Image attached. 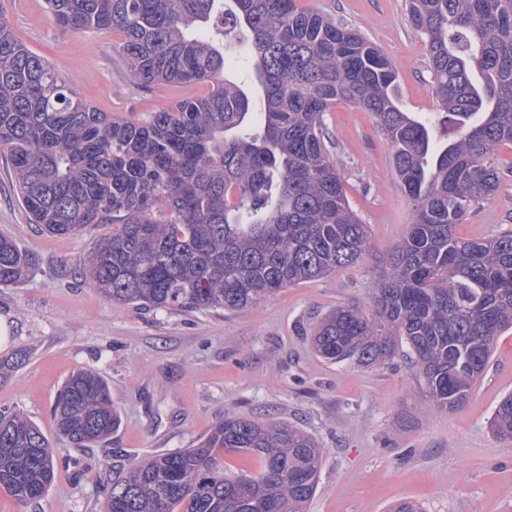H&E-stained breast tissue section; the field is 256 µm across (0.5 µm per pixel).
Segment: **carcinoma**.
<instances>
[{"instance_id": "cac0c4a2", "label": "carcinoma", "mask_w": 512, "mask_h": 512, "mask_svg": "<svg viewBox=\"0 0 512 512\" xmlns=\"http://www.w3.org/2000/svg\"><path fill=\"white\" fill-rule=\"evenodd\" d=\"M65 30H110L140 87L199 91L145 122L83 99L0 15V151L31 223L58 236L94 224L87 274L115 303L245 310L357 263L372 248L325 140L341 101L373 114L412 221L376 282L373 310L339 306L312 336L323 359L364 366L407 349L433 405L462 407L512 328V230L455 233L497 191L495 150L512 144V0H406L427 45L440 111L406 112L387 54L297 0H46ZM243 39L248 81L228 77ZM26 255L0 235V286ZM76 448L120 422L107 383L73 373L53 404ZM512 439V394L489 423ZM256 461L254 471L224 458ZM323 451L279 421L227 417L193 448L160 453L100 481L103 512H305ZM55 480L53 449L21 412L0 413V490L20 504Z\"/></svg>"}]
</instances>
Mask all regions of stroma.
I'll return each instance as SVG.
<instances>
[{
	"mask_svg": "<svg viewBox=\"0 0 512 512\" xmlns=\"http://www.w3.org/2000/svg\"><path fill=\"white\" fill-rule=\"evenodd\" d=\"M378 45L400 79V105L433 112L428 54L410 26L405 0H301ZM18 38L44 56L74 91L100 110L135 121L171 105L179 90L144 89L127 78L108 31L59 28L44 0H0ZM327 147L344 175L351 208L369 227L371 251L355 265L283 289L243 311L138 309L106 299L81 275L101 224L74 237L30 224L8 163L0 156V233L31 263L28 278L0 288L9 340L0 360V410H18L52 444L56 480L22 505L0 492V512H102V464L111 449L127 461L190 447L227 416L272 417L313 435L324 450L317 492L306 512H390L403 500L424 512H512V440L489 429L512 393V330L467 402L436 409L405 353L360 366L316 355L311 335L339 305L371 311L375 282L402 238L412 206L391 169L392 147L365 110L345 103L325 115ZM512 229V177L473 208L456 233L482 238ZM103 377L120 424L94 447L76 448L56 432L58 388L75 371Z\"/></svg>",
	"mask_w": 512,
	"mask_h": 512,
	"instance_id": "35a3bbf8",
	"label": "stroma"
}]
</instances>
